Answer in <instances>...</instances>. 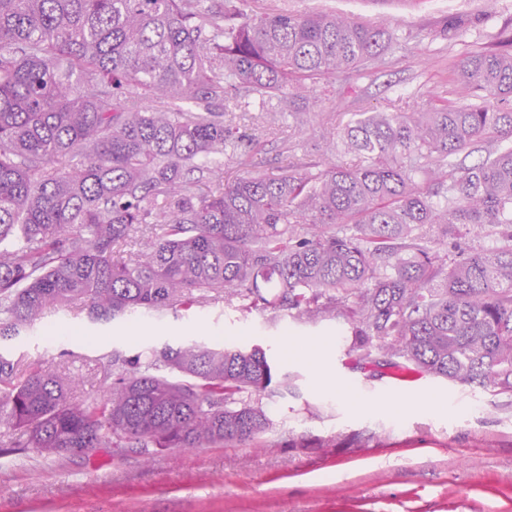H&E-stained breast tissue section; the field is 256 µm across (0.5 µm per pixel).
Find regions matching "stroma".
Returning a JSON list of instances; mask_svg holds the SVG:
<instances>
[{
	"mask_svg": "<svg viewBox=\"0 0 512 512\" xmlns=\"http://www.w3.org/2000/svg\"><path fill=\"white\" fill-rule=\"evenodd\" d=\"M255 13L285 8L336 12L365 22L392 20L401 37L369 74L328 79L311 89L313 123L297 133L258 110L228 112L226 125L261 133L251 168L225 162L232 180L275 174L322 155L338 123L355 112H409L445 95L465 55L491 47L512 24V0H252ZM461 21L451 36L449 19ZM60 334L23 330L0 351L39 360L79 379L75 398L103 390L113 353L146 355L167 345L261 346L290 389L268 401L272 425L256 442L140 452L101 449L47 458L31 448L0 451V512H512V397L429 375L410 387L359 360L351 324L341 317L301 323L287 311L216 299L188 309L136 312L91 321L78 306L54 317ZM298 343L286 351V340ZM346 381L359 402L325 395L316 371ZM425 394L432 408L394 418L388 399Z\"/></svg>",
	"mask_w": 512,
	"mask_h": 512,
	"instance_id": "1",
	"label": "stroma"
}]
</instances>
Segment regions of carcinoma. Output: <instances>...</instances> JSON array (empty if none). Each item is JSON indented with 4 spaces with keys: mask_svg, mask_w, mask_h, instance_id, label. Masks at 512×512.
<instances>
[{
    "mask_svg": "<svg viewBox=\"0 0 512 512\" xmlns=\"http://www.w3.org/2000/svg\"><path fill=\"white\" fill-rule=\"evenodd\" d=\"M394 35L384 21L258 15L248 0H0V338L74 304L109 321L214 293L303 323L343 316L367 363L511 397L512 146L497 147L512 137L511 32L456 66L481 103L354 112L334 145L348 161L224 181V158L246 168L260 145L225 112L242 101L300 128L307 91L367 67ZM478 144L485 157L462 163ZM465 235L498 246L440 255ZM106 377L76 402L74 377L0 352L5 447L254 441L265 401L290 387L260 348L197 343L114 353Z\"/></svg>",
    "mask_w": 512,
    "mask_h": 512,
    "instance_id": "cac0c4a2",
    "label": "carcinoma"
}]
</instances>
